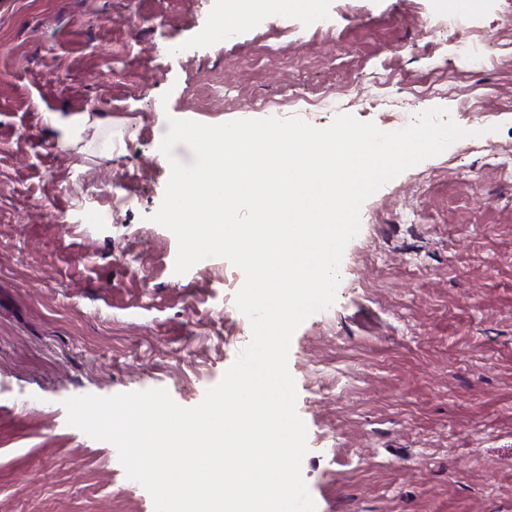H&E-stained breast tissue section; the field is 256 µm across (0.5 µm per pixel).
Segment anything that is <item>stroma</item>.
Segmentation results:
<instances>
[{
	"instance_id": "obj_1",
	"label": "stroma",
	"mask_w": 512,
	"mask_h": 512,
	"mask_svg": "<svg viewBox=\"0 0 512 512\" xmlns=\"http://www.w3.org/2000/svg\"><path fill=\"white\" fill-rule=\"evenodd\" d=\"M458 9L322 0L211 39L218 0H0V512H154L65 400L191 408L251 341L243 271L175 274L151 220L169 118L396 130L438 106L469 137L363 202L335 303L293 335L302 475L316 512H512V0ZM51 113L86 123L65 145Z\"/></svg>"
}]
</instances>
